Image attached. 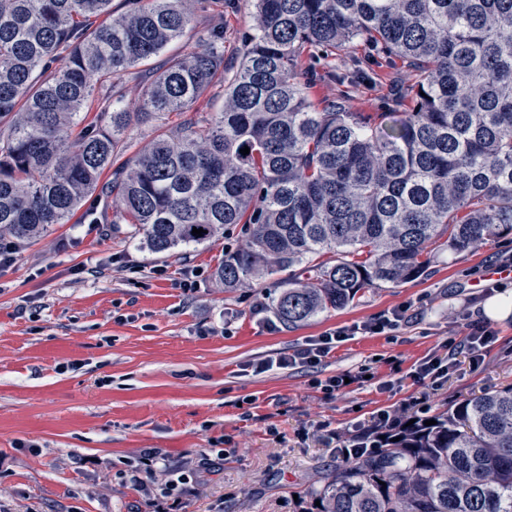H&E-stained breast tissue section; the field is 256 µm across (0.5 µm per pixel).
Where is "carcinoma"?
<instances>
[{
    "label": "carcinoma",
    "mask_w": 512,
    "mask_h": 512,
    "mask_svg": "<svg viewBox=\"0 0 512 512\" xmlns=\"http://www.w3.org/2000/svg\"><path fill=\"white\" fill-rule=\"evenodd\" d=\"M129 2L117 14L112 0H0V237L68 223L134 122L156 134L107 189L132 235L178 256L242 225L211 277L268 284L288 327L420 278L438 242L459 253L512 233V0H250L257 29L222 108L175 129L165 116L224 72V28L206 50L169 53L193 2ZM357 39L417 72L398 117L308 101L302 54L327 59ZM164 52L127 111L123 78ZM90 101L100 122L84 125ZM395 436L299 494L298 512H512V384Z\"/></svg>",
    "instance_id": "obj_1"
}]
</instances>
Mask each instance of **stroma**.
I'll use <instances>...</instances> for the list:
<instances>
[{
  "instance_id": "stroma-1",
  "label": "stroma",
  "mask_w": 512,
  "mask_h": 512,
  "mask_svg": "<svg viewBox=\"0 0 512 512\" xmlns=\"http://www.w3.org/2000/svg\"><path fill=\"white\" fill-rule=\"evenodd\" d=\"M195 11L186 42L223 23L224 71L232 73L253 9L246 0H197ZM327 69L307 77L308 98L348 112L401 111L402 89L415 80L367 40L330 57ZM223 253L218 241L179 257L152 254L104 197L19 248L0 274V512H151L125 476L147 448L174 468L223 449V460L199 471L202 493L185 497L182 512H296L295 492L338 461L317 423L364 430L391 405L416 415L512 383V315L488 319L496 336L481 366L457 354L436 388L412 375L425 356L445 355L462 313L484 318L488 300L512 293V278L491 275L512 258V234L461 253L435 247L419 279L364 289L346 308L293 328L268 312L269 289L214 282ZM188 269L200 272L195 288H177ZM402 305L405 325L355 336L317 367L247 368ZM343 373L357 380L335 398L314 385ZM78 455L99 467L77 468Z\"/></svg>"
}]
</instances>
